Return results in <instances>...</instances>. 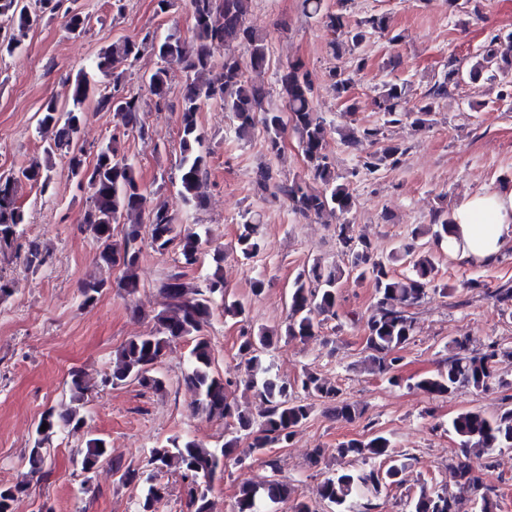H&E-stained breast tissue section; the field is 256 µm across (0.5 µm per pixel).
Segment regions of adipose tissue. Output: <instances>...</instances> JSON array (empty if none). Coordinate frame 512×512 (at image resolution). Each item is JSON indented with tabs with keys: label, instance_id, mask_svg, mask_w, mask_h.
I'll use <instances>...</instances> for the list:
<instances>
[{
	"label": "adipose tissue",
	"instance_id": "ef3b65f1",
	"mask_svg": "<svg viewBox=\"0 0 512 512\" xmlns=\"http://www.w3.org/2000/svg\"><path fill=\"white\" fill-rule=\"evenodd\" d=\"M445 243L450 256L472 263L494 261L512 241V189L485 191L465 198L452 214Z\"/></svg>",
	"mask_w": 512,
	"mask_h": 512
}]
</instances>
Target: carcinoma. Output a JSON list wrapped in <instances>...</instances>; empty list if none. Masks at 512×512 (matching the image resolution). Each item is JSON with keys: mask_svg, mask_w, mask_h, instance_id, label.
I'll return each instance as SVG.
<instances>
[{"mask_svg": "<svg viewBox=\"0 0 512 512\" xmlns=\"http://www.w3.org/2000/svg\"><path fill=\"white\" fill-rule=\"evenodd\" d=\"M62 2L0 0V30L8 31L0 36V55L13 54L45 13L60 9ZM188 6L192 38H186L179 29L173 28L162 36L147 30L135 39L112 43L99 52L92 65L93 74L101 79L104 88L100 90L92 85L88 73L81 70L73 81L70 100L64 104L46 101L36 121L37 133L45 138L47 158L65 159L70 177L90 192L80 224L81 230L98 244L97 261L120 272L113 281L95 278L83 281L80 285L83 305L95 304L104 291L112 288L128 297L137 292L139 285L134 271L142 254V233H147L158 254L171 250L178 254L177 264L161 288L164 306L156 315L155 331L130 339L118 351L103 383L117 386L135 381L144 389L161 392L166 388V380L157 369L161 358L172 345L189 340L192 348L184 381L194 393L197 407L211 416L232 420L235 429V436L214 448H205L192 439L174 438L165 445L149 449L150 472L147 474L111 456L105 439L93 436L86 439L84 448L78 450L74 459L85 474L83 483L91 481L95 470L104 464L112 470L117 483L123 486L142 483L135 512H156V504L162 498L161 488L155 483L156 476L171 468L179 470L189 483L190 512H211L209 488L216 477L224 474L228 463L262 455L271 444L288 443L296 428L308 420L312 404L294 396L295 387L271 375L270 367L264 364L265 356L274 349L279 335L304 341L316 335L324 319L336 316V284L343 270L314 263L293 283L284 331L260 327L243 334L238 351L245 363V385L254 389L264 409L258 420L240 411L227 395L230 383L213 369V348L206 334L217 307H222L224 315L232 318L246 313V306L231 298L224 285V250H214L212 272L203 284L184 282V269L195 266L200 260L201 237L181 228L167 204L153 196L141 182L135 164L119 153L117 132L132 133L142 140L149 138L144 112L150 104L157 110L166 104L170 72L177 67L186 73L181 93L178 182L179 193L188 208L201 209L206 204L199 187L209 151L197 114L208 102H218L224 111L232 114L239 138H247L257 127H262L268 151L276 156L284 148L286 131L293 130L312 179L320 184L313 188L306 180L297 178L273 184L271 171L262 167L256 177L259 189L272 190L273 196L285 199L294 213L304 217H339L349 213L355 205L349 192L336 184L335 168L324 154L327 128L317 115L313 81L303 64L290 62L277 73L283 99L280 107L269 103V93L262 85L246 77V71L260 72L269 62L266 35L247 22L250 0H188ZM302 8L336 35L330 48L337 57L343 46H358L372 33L386 34L392 42L401 40V34L393 32L388 18L383 15L372 16L350 28L343 13L327 9L324 0H302ZM504 40L512 45V33L505 37L494 35L468 75L473 82L486 73L499 78L502 97L512 98V55L501 50ZM147 49L159 59L157 68L145 77L148 101L126 85L123 73L115 71V63L135 60ZM458 77L459 69L448 68L443 79L434 83L413 106L409 105L407 85L389 83L377 93L374 105L388 117V124L406 117L412 120V125L424 127L438 100L448 97V87ZM330 80L337 96L348 93L351 77L346 70H333ZM93 95L97 109L112 114L114 134L98 147L90 160L87 152L77 145L81 143L87 122L85 103ZM405 153L406 149L400 145L387 144L370 156L364 167L374 173L382 167L395 166ZM51 169L50 164L42 168L36 163L0 173V261H20L28 269L48 263V252L37 240L26 237L25 213L15 192L23 182L46 192L51 183ZM114 224L126 225L119 242L112 240ZM259 224L258 213L246 210L240 215L237 250L245 259L257 256L262 250ZM431 226L433 240H442L450 233L451 216L439 211ZM336 237L347 257L348 271L356 273L358 279H371L376 291L377 302L367 319L365 340L373 370L387 377L390 383L398 384L401 382L396 374L401 361L399 352L415 331L408 307L427 296L435 272L432 255L418 250L411 242L386 258H380L369 240L355 238L349 225L344 223L336 225ZM398 262L408 264L412 268L411 275L397 276L393 266ZM468 342L467 337L448 342L454 354L448 356L435 373L417 380L414 387L429 394L445 395L461 386L477 391L509 386L502 378L500 366L512 363V350L493 344L471 356L456 354L465 349ZM300 389L311 399L329 404L330 411L338 418L353 421L360 415L355 404L341 398L338 387L314 371L303 374ZM91 391L84 374L78 369L71 370L67 401L47 409L39 420V424H47V429L36 431L28 455L30 472L38 473L43 469L47 442L52 434L85 426L83 409ZM450 428L464 456L473 450L491 456L504 448L512 449V406L493 417L475 410L460 412L452 418ZM243 440L247 441L244 448L240 447ZM336 453L343 466L327 472L319 486L320 500L332 512H359L361 507L369 512L370 504L360 503L361 499L403 482L406 463L398 459L390 439L384 434L344 441L336 448ZM378 458L384 459L386 465L372 466L371 461ZM448 476L458 488L457 495L423 487L409 502V512H465V504L475 497L481 500L480 512H494L493 488L485 483L482 474L459 460L448 464ZM24 491L23 478L10 485L0 484V512H14V502ZM293 493V487L278 478L262 487L244 483L239 488L235 512H264L263 501L283 503Z\"/></svg>", "mask_w": 512, "mask_h": 512, "instance_id": "1", "label": "carcinoma"}]
</instances>
